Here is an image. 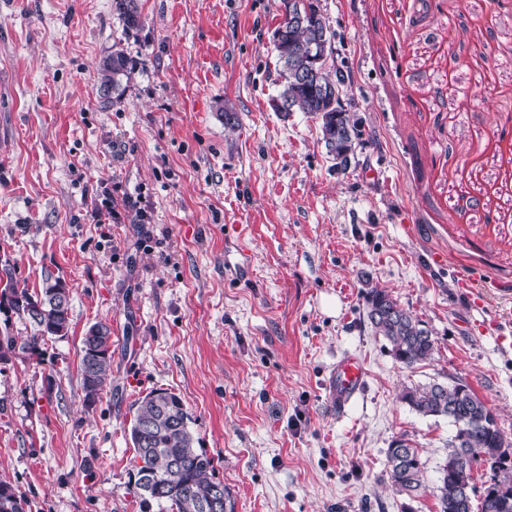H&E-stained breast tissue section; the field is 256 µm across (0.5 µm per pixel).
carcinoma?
<instances>
[{
  "label": "carcinoma",
  "instance_id": "cac0c4a2",
  "mask_svg": "<svg viewBox=\"0 0 512 512\" xmlns=\"http://www.w3.org/2000/svg\"><path fill=\"white\" fill-rule=\"evenodd\" d=\"M115 10L127 29L142 23L138 0H113ZM273 46L278 62L282 111H288V98H293L300 112L317 111L327 154L331 157L356 152L361 131L352 117L341 112L320 111L321 97L311 85L300 84L288 74V18L275 28ZM132 69V61L124 50L112 46V52L98 63L99 90L105 91L100 103L108 108L119 101L125 91L124 80ZM7 280L0 289V310H12L26 318L35 328L29 340L19 343L9 331L0 333V364L9 362L18 350L37 349L46 337L68 335L70 300L60 302L63 283L46 281L42 290L32 294L4 268ZM367 317L374 333L390 346L393 358L406 368L432 359L435 339L431 332L383 288L366 293ZM99 334L82 338L80 376L85 402L95 403L107 386L111 371L112 332L96 325ZM400 400L424 417L450 420L464 417L468 428L455 432L448 441V453L440 465L436 497L439 512H472L471 496L464 485L472 482V468L458 466L459 460L481 456L488 464L489 480L480 502V512H512V456L504 450L505 436L488 407L466 384L453 381L431 382L405 386ZM130 437L136 448L140 512H204L216 486L210 478L214 459L197 451L196 438L189 426V417L182 399L168 389H155L135 403ZM386 465L391 486L399 493L412 496L426 489L424 463L418 449L404 439L395 440L386 451ZM26 500L7 484L0 483V512H25Z\"/></svg>",
  "mask_w": 512,
  "mask_h": 512
}]
</instances>
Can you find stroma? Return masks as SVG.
<instances>
[{
  "label": "stroma",
  "mask_w": 512,
  "mask_h": 512,
  "mask_svg": "<svg viewBox=\"0 0 512 512\" xmlns=\"http://www.w3.org/2000/svg\"><path fill=\"white\" fill-rule=\"evenodd\" d=\"M139 7L129 31L112 0H0V261L33 291L60 279L71 306L67 336L0 364V483L28 512H140L129 429L161 388L234 512H437L455 428L403 387L465 383L512 441L495 341L512 333V0H320L364 131L343 173L314 115L274 107L281 0ZM116 43L133 67L104 109ZM462 271L489 282L483 300ZM374 286L431 331L430 361L405 368L374 334ZM96 323L111 383L89 407ZM348 353L366 383L340 414L326 381ZM399 438L424 464L413 497L386 469ZM98 328L99 335L90 332ZM112 332L104 324H94L88 328L82 338L80 376L88 405L95 403L107 386L111 371Z\"/></svg>",
  "instance_id": "35a3bbf8"
}]
</instances>
